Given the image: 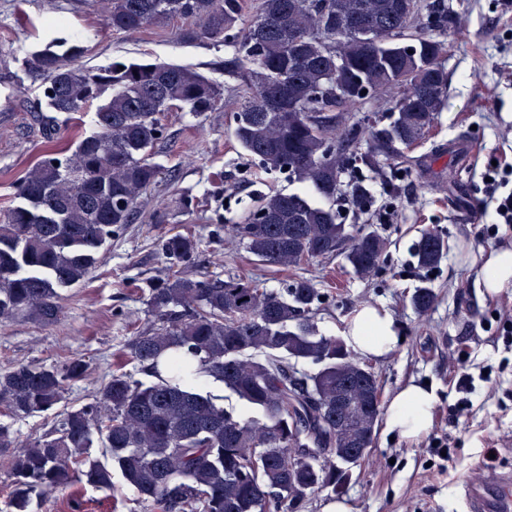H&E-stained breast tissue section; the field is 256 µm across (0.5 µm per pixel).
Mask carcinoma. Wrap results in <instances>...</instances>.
<instances>
[{"label":"carcinoma","mask_w":512,"mask_h":512,"mask_svg":"<svg viewBox=\"0 0 512 512\" xmlns=\"http://www.w3.org/2000/svg\"><path fill=\"white\" fill-rule=\"evenodd\" d=\"M425 11L435 14L429 0H261L246 20L244 0H109L105 20L128 32L175 17L201 23L199 32L181 31L186 42L200 34L226 41L245 23L242 52L224 61L241 89L234 135L267 170L312 193L261 197L232 234L265 264L298 267L342 252L363 276L388 241L366 224H343L336 208L346 151L361 128L349 109L380 94L396 100L397 116L360 154L365 163L401 158L424 138L448 85L438 64L445 44L425 31ZM60 43L69 48L31 58L49 109L101 104L72 154L47 155L18 182L19 201L0 224L1 321L56 322L62 291L89 278L99 250L160 178L149 157L163 135L159 115L177 104L196 114L222 105L215 84L188 66L114 60L90 70L73 64L81 48L72 36ZM196 250L188 233L162 240L173 273L146 284L160 324L125 345L154 381L112 374L94 402L66 412L31 445H15L0 424L13 512H33L35 497L67 486L74 472L102 490L117 470L157 512H297L309 494L343 492L382 414L376 374L344 340L320 333L311 281L274 293L241 278L208 279L191 269ZM445 250L439 233L423 231L419 267H436ZM411 302L425 314L434 293L420 287ZM301 361L315 370L299 371ZM197 373L224 384L245 410L234 414L198 390ZM89 375L82 358L61 368L18 363L0 371V405L15 417L41 414L61 401L66 383ZM96 441L104 462L91 458Z\"/></svg>","instance_id":"cac0c4a2"}]
</instances>
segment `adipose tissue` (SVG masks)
Returning a JSON list of instances; mask_svg holds the SVG:
<instances>
[{
	"label": "adipose tissue",
	"instance_id": "1",
	"mask_svg": "<svg viewBox=\"0 0 512 512\" xmlns=\"http://www.w3.org/2000/svg\"><path fill=\"white\" fill-rule=\"evenodd\" d=\"M474 286L490 295L512 287V247L502 244L489 251ZM343 336L354 351L377 358L392 352L398 343L395 319L381 306L359 308ZM434 405L432 389L415 382L406 384L388 403L386 431L404 440L425 436L432 426Z\"/></svg>",
	"mask_w": 512,
	"mask_h": 512
}]
</instances>
